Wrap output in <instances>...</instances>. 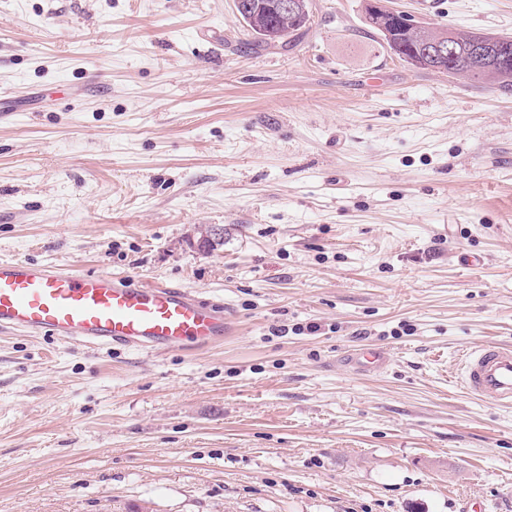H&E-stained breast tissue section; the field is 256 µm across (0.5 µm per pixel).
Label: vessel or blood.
Here are the masks:
<instances>
[{
	"label": "vessel or blood",
	"instance_id": "1",
	"mask_svg": "<svg viewBox=\"0 0 512 512\" xmlns=\"http://www.w3.org/2000/svg\"><path fill=\"white\" fill-rule=\"evenodd\" d=\"M0 329L98 349L122 345L161 352L206 348L229 329L224 305L163 283L80 273L25 259L0 260ZM385 351L345 352L339 366L383 369ZM462 385L479 399L512 407V344L489 342L462 355Z\"/></svg>",
	"mask_w": 512,
	"mask_h": 512
}]
</instances>
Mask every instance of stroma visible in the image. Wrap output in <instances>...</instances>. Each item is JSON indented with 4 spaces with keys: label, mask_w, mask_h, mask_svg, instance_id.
Here are the masks:
<instances>
[{
    "label": "stroma",
    "mask_w": 512,
    "mask_h": 512,
    "mask_svg": "<svg viewBox=\"0 0 512 512\" xmlns=\"http://www.w3.org/2000/svg\"><path fill=\"white\" fill-rule=\"evenodd\" d=\"M309 2L265 47L233 0H0V259L230 316L164 353L0 333V512H512V408L459 367L512 343V91ZM386 3L512 36V0ZM387 362V353L379 349L367 352L349 350L337 360L339 366L361 373L379 371L386 366Z\"/></svg>",
    "instance_id": "obj_1"
}]
</instances>
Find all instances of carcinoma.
<instances>
[{
	"label": "carcinoma",
	"instance_id": "1",
	"mask_svg": "<svg viewBox=\"0 0 512 512\" xmlns=\"http://www.w3.org/2000/svg\"><path fill=\"white\" fill-rule=\"evenodd\" d=\"M252 8L248 13H238L243 27L256 39L260 45H283L295 38L311 23L309 0H299L296 11L281 12L275 6V0H249ZM366 25L381 34L383 42L390 52L399 60L415 67L418 64L415 50L428 41H450L456 46L455 54L444 59L437 66L440 72L448 76L465 78L486 87L507 92L512 90V38L507 37L509 49V67L500 70L489 67L485 57L476 52L474 41L479 37L477 32H462L456 29L448 30H411L397 28L393 32L384 33L376 25L370 12H365Z\"/></svg>",
	"mask_w": 512,
	"mask_h": 512
}]
</instances>
